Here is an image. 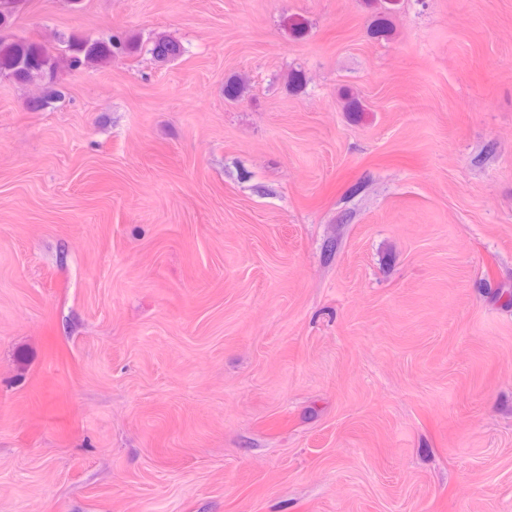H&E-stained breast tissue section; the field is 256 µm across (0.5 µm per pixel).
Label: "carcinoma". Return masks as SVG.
<instances>
[{
    "label": "carcinoma",
    "instance_id": "cac0c4a2",
    "mask_svg": "<svg viewBox=\"0 0 512 512\" xmlns=\"http://www.w3.org/2000/svg\"><path fill=\"white\" fill-rule=\"evenodd\" d=\"M19 2L21 0H0V30L12 28ZM57 41L59 47L56 48L36 44L20 35H0V75L36 87L29 101L33 112H40L61 98L62 89L56 83L59 69L102 66L112 57L131 53L136 48L132 35L111 34L95 39L60 35ZM150 53L159 61H169L180 57L183 47L178 41L161 35L152 41Z\"/></svg>",
    "mask_w": 512,
    "mask_h": 512
}]
</instances>
